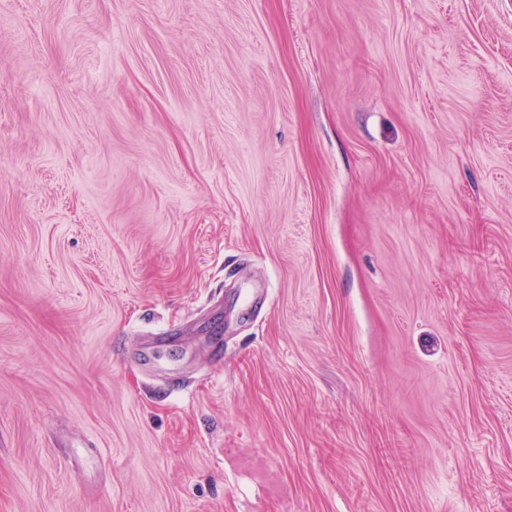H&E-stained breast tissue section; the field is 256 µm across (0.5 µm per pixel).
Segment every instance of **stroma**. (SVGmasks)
I'll return each instance as SVG.
<instances>
[{"label":"stroma","mask_w":512,"mask_h":512,"mask_svg":"<svg viewBox=\"0 0 512 512\" xmlns=\"http://www.w3.org/2000/svg\"><path fill=\"white\" fill-rule=\"evenodd\" d=\"M0 512H512V0H0Z\"/></svg>","instance_id":"1"}]
</instances>
